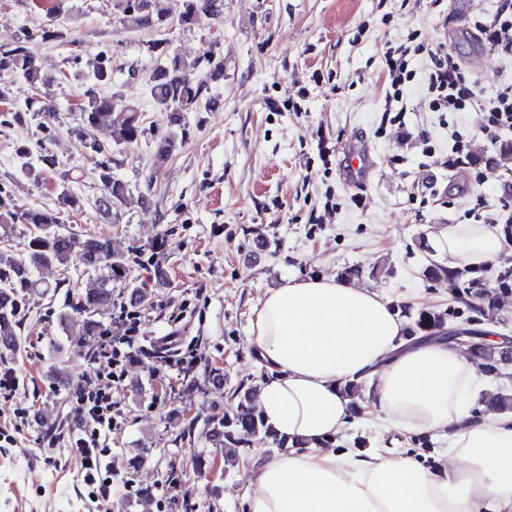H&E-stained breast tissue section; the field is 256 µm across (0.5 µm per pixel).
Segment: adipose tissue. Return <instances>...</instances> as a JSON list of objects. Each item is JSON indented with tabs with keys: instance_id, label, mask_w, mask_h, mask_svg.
<instances>
[{
	"instance_id": "obj_1",
	"label": "adipose tissue",
	"mask_w": 512,
	"mask_h": 512,
	"mask_svg": "<svg viewBox=\"0 0 512 512\" xmlns=\"http://www.w3.org/2000/svg\"><path fill=\"white\" fill-rule=\"evenodd\" d=\"M432 244L451 272L487 268L502 247L483 224L439 227ZM251 333L275 373L263 416L290 447L255 468L247 512H512V412L472 413L485 377L455 342L405 345L386 298L323 277L268 291ZM367 381L375 411L447 439L463 467L323 448L352 415L347 386Z\"/></svg>"
}]
</instances>
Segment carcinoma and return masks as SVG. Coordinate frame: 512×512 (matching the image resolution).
<instances>
[{"mask_svg":"<svg viewBox=\"0 0 512 512\" xmlns=\"http://www.w3.org/2000/svg\"><path fill=\"white\" fill-rule=\"evenodd\" d=\"M223 0H182L178 18L183 25H192L201 18L217 17L221 14ZM112 8L122 14V20L131 30L150 28L166 20L162 0H112ZM164 64L153 74L150 95L154 105L169 114V130L157 143L154 165L161 166L177 147L179 132L182 131V113L191 112L206 105L203 92L209 81H217L224 75L222 62L210 63L209 71L201 74L199 63L179 55L168 56L167 49L161 48ZM23 78L32 88L39 91L59 82V78L42 72L34 55L24 42L19 41L10 49H0V76ZM112 84V65L109 58L98 60L92 74L80 94V125L77 134L90 155L98 157L95 171L103 195L101 204L114 209L123 204L129 193L128 184L112 172L109 145L97 139L94 130L105 118L110 121L111 143L119 146L132 144L143 133L141 112L133 105L124 111L112 112V97L101 93V89ZM36 115L47 127L55 117L53 100L45 95L33 102ZM59 210L30 207L22 210L0 212L1 224L20 222L27 225L29 237L20 252L6 244L0 246V347L17 351L20 347V331L24 323L26 295L40 288L42 282L36 277L42 269L57 267L66 272L70 261L76 259L88 271L99 273L97 287L72 297L71 312L61 316L69 335L80 342H87L96 336H106L110 329L96 319L99 311L112 305L114 285L123 283L129 274L130 257L116 251L108 238L93 235L78 236L53 230L60 223L61 210L74 208L78 199L63 190L58 195ZM432 278L448 275V270L436 264L427 267ZM450 276V275H448ZM458 272L450 279L455 281L458 291L463 294L481 283L477 278L463 279ZM446 317L443 313L422 310L413 320L411 333L418 331L426 337L443 335ZM476 365L489 371L502 370L501 351L489 344H478L472 350ZM205 436L209 441L224 449V458L236 456L238 448L258 439L271 441L278 448L286 447V441L274 436L264 424L261 416L251 406L250 392L240 396L236 411L221 421L207 422Z\"/></svg>","mask_w":512,"mask_h":512,"instance_id":"1","label":"carcinoma"}]
</instances>
